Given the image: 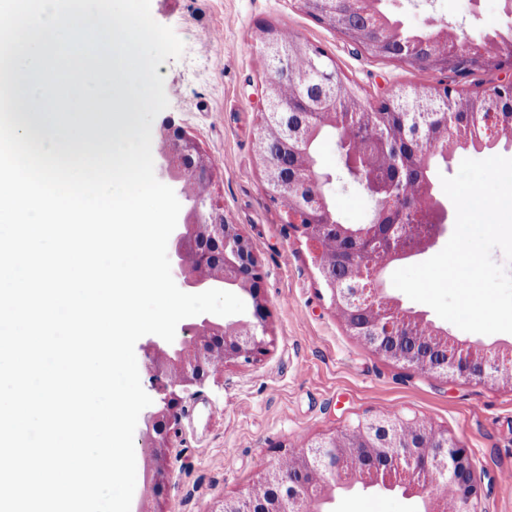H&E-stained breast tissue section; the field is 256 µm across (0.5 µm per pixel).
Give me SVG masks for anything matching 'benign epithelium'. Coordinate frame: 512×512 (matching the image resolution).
I'll return each instance as SVG.
<instances>
[{
	"label": "benign epithelium",
	"mask_w": 512,
	"mask_h": 512,
	"mask_svg": "<svg viewBox=\"0 0 512 512\" xmlns=\"http://www.w3.org/2000/svg\"><path fill=\"white\" fill-rule=\"evenodd\" d=\"M302 8L339 36L381 57L424 66L414 43L402 34L387 31L379 40L369 33L375 0H300ZM427 42L435 49L434 62L448 71V32L428 18ZM469 46L473 66L492 63L479 46L467 37H455ZM261 49L274 60L263 87L264 109L256 141L258 165L270 200L275 205L299 196L283 211L284 222L315 248V265L331 308L340 315L347 333L385 361L442 380L478 381L490 386L512 388V345H483L479 348L448 334L417 315L387 300L378 288L377 273L386 263L416 256L435 246L447 232L443 220L447 207L422 181L423 190L408 198L390 193L394 175L409 169L408 160L396 142L417 137L418 130L406 127L386 132L378 126L379 112H394L405 106L406 91L397 89L375 105L358 102L351 123L350 112H308L307 119L288 124L284 115L296 100L283 93L288 75L298 71L297 58H317V80L321 92L336 97V91L355 99L359 94L321 58L318 47L296 39L285 45L280 31L262 32ZM453 87L430 88L428 101H442L439 129L416 152V167L427 170L433 156L447 151L449 113L456 111ZM335 127L340 136L358 130L366 138L368 151L381 163L366 173L354 160L342 157L349 176L374 201L372 220L353 231L336 220L324 196L302 197V188L327 184L331 176L314 169L303 146L318 130ZM158 172L176 196L182 209L168 241L171 271L179 285L188 290L233 286L252 300L250 316L226 321L201 314L182 326L168 343L158 336L143 344L148 360L152 404L143 411L141 440L145 449L144 487L131 512H150L148 499H158L170 472V449L177 433L179 407L184 395L202 386L208 377L231 364H250L268 351L269 310L261 295V273L254 250L237 225L231 223L212 193L214 167L194 140L166 121L158 130ZM293 460L285 472L273 463L253 482L227 497L209 512H258L277 487L290 491L275 502V512H322L324 503L352 481H369L383 488L401 486L420 497L426 512H480L486 496L477 478L471 454L448 430L418 417L396 411L370 415L350 428L309 440L300 448L284 452ZM439 472L453 488L449 498L436 496L426 476Z\"/></svg>",
	"instance_id": "1"
}]
</instances>
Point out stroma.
Segmentation results:
<instances>
[{
  "instance_id": "stroma-1",
  "label": "stroma",
  "mask_w": 512,
  "mask_h": 512,
  "mask_svg": "<svg viewBox=\"0 0 512 512\" xmlns=\"http://www.w3.org/2000/svg\"><path fill=\"white\" fill-rule=\"evenodd\" d=\"M411 29L433 17L449 30L483 40L512 28L499 0H387ZM154 20L184 42L183 54L157 68L170 119L193 137L218 174L213 192L237 224L261 269L273 343L260 361L210 376L180 409L165 512H210L250 484L284 450L348 428L383 410L432 420L469 448L488 483L484 512H512V389L445 382L382 360L349 336L336 317L304 238L283 224L268 201L254 142L265 77L260 35L272 26L323 48L337 69L375 104L388 91L448 84L473 92L498 83V71L465 77L375 57L342 39L299 0H151ZM317 165L331 175L329 195L345 224L369 223L374 203L343 168L335 136L316 145ZM331 512H419L417 499L376 487L337 496Z\"/></svg>"
}]
</instances>
